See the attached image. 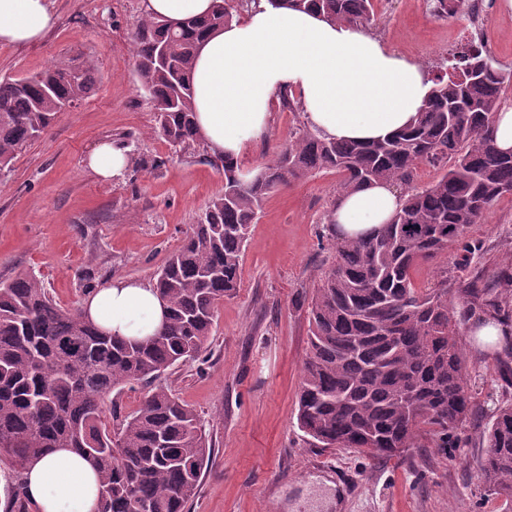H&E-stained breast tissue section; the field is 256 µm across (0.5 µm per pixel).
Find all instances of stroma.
Masks as SVG:
<instances>
[{
    "label": "stroma",
    "mask_w": 512,
    "mask_h": 512,
    "mask_svg": "<svg viewBox=\"0 0 512 512\" xmlns=\"http://www.w3.org/2000/svg\"><path fill=\"white\" fill-rule=\"evenodd\" d=\"M426 0H375L372 36L433 69L448 50L481 34L512 69V10L490 0L479 20L438 18ZM57 24L41 41L0 44V79L38 73L66 57L94 60L93 92L61 113L0 174V280L43 279L54 300L80 306L88 290L115 278H153L211 201L224 173L198 153L157 135L154 106L139 92L132 34L143 0H55ZM305 115L274 101L265 136L241 158L252 170L271 160ZM130 143L124 179L103 181L83 161L100 141ZM339 176L311 172L269 193L251 224L239 287L217 308L209 353L168 369L162 383L192 407L214 444L188 512H512L481 477V432L495 404L512 399L499 376V348L460 338L477 410L454 448L426 440L393 458L303 447L297 396L308 350V303L336 262L328 217ZM480 252L416 268V287L442 275L491 280L512 250V196L471 225Z\"/></svg>",
    "instance_id": "35a3bbf8"
}]
</instances>
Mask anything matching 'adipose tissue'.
I'll return each mask as SVG.
<instances>
[{
    "mask_svg": "<svg viewBox=\"0 0 512 512\" xmlns=\"http://www.w3.org/2000/svg\"><path fill=\"white\" fill-rule=\"evenodd\" d=\"M146 15L179 22L203 17L214 0H143ZM56 23L53 0H0V43L25 45ZM194 121L213 155L240 158L268 126L272 102L298 94L308 125L338 140L374 141L407 127L430 89L421 63L362 28L259 0L247 14L201 45L191 73ZM127 148L100 143L85 166L105 181L123 179ZM401 194L376 182L343 195L331 212L349 237L389 223ZM166 301L148 279H112L88 294L83 315L127 339L158 333ZM26 499L35 512H96L99 480L82 456L57 448L33 461L25 475Z\"/></svg>",
    "mask_w": 512,
    "mask_h": 512,
    "instance_id": "ef3b65f1",
    "label": "adipose tissue"
}]
</instances>
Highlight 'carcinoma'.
I'll return each mask as SVG.
<instances>
[{"label": "carcinoma", "instance_id": "carcinoma-1", "mask_svg": "<svg viewBox=\"0 0 512 512\" xmlns=\"http://www.w3.org/2000/svg\"><path fill=\"white\" fill-rule=\"evenodd\" d=\"M360 27L375 18L374 0H268ZM433 15H474L473 0H434ZM232 21L218 4L207 17L176 24L142 17L133 33L139 91L155 107L158 133L181 150L196 149L190 71L200 43ZM90 59L62 58L31 76L0 81V172L39 138L67 103L95 82ZM415 122L385 140L336 141L303 129L263 166L255 182L238 161L204 155L224 171V193L192 225L156 274L168 317L155 336L137 341L103 331L78 308L58 305L24 272L0 282V456L17 481L55 448L87 458L100 477L98 512H187L212 444L196 412L156 379L208 348L216 308L236 292L247 230L262 199L311 170L340 174L336 196L386 181L403 186L392 221L356 238L336 237V265L317 284L310 307V347L303 363L297 426L310 448H350L393 457L429 435L455 448L472 418L468 362L457 337L467 319L479 328L512 322V268L492 287L443 278L419 289L421 262L479 250L464 241L504 195L512 194V153L493 139L512 71L496 66L481 37L448 52L429 78ZM421 165L442 171L424 188ZM139 386L126 415L103 396ZM481 470L487 492L512 502V401L499 404L483 431Z\"/></svg>", "mask_w": 512, "mask_h": 512}]
</instances>
